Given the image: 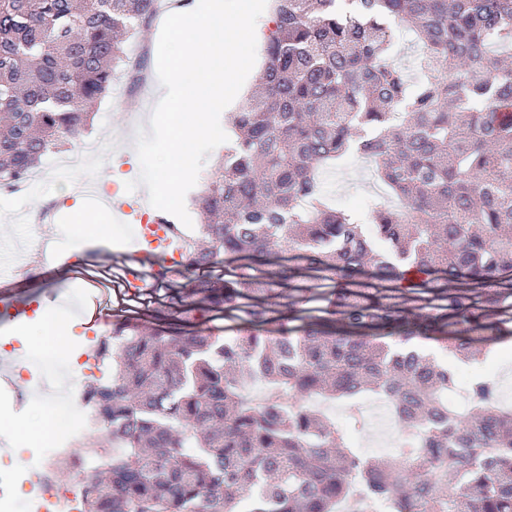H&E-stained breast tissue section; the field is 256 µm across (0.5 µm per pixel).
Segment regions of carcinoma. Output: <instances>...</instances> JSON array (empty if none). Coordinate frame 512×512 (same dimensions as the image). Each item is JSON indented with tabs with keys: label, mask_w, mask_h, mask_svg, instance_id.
Listing matches in <instances>:
<instances>
[{
	"label": "carcinoma",
	"mask_w": 512,
	"mask_h": 512,
	"mask_svg": "<svg viewBox=\"0 0 512 512\" xmlns=\"http://www.w3.org/2000/svg\"><path fill=\"white\" fill-rule=\"evenodd\" d=\"M261 83L232 113L218 167L191 198L187 251L265 266L200 283L242 312L232 338L112 322L89 390L80 512H512V408L485 377L448 407L457 367L512 341V0H273ZM157 0H0V182L88 130ZM394 19L426 57L392 63ZM358 154L401 207L368 223L329 205L319 170ZM289 291L292 334H264L267 286ZM396 297L420 303L410 322ZM341 327L333 328L335 316ZM264 381L254 400L248 384ZM386 392L417 439L375 459L308 400Z\"/></svg>",
	"instance_id": "1"
}]
</instances>
